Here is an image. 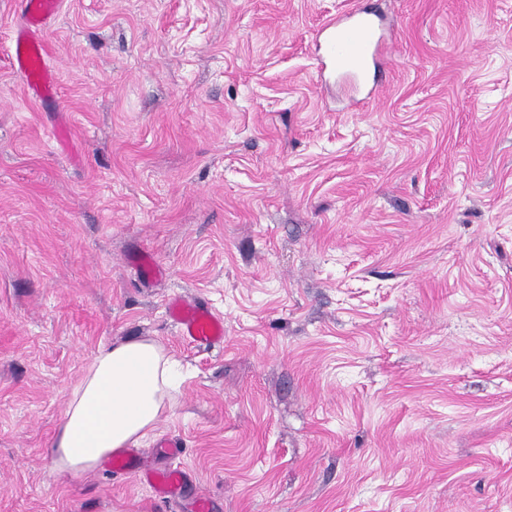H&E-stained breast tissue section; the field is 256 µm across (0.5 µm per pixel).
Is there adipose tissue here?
<instances>
[{"label":"adipose tissue","mask_w":512,"mask_h":512,"mask_svg":"<svg viewBox=\"0 0 512 512\" xmlns=\"http://www.w3.org/2000/svg\"><path fill=\"white\" fill-rule=\"evenodd\" d=\"M179 386L177 362L155 338L98 348L70 389L48 449L52 469L84 474L105 457L145 441L172 412Z\"/></svg>","instance_id":"adipose-tissue-1"}]
</instances>
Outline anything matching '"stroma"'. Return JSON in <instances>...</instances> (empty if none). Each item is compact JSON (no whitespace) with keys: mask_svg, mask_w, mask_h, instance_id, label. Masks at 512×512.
<instances>
[{"mask_svg":"<svg viewBox=\"0 0 512 512\" xmlns=\"http://www.w3.org/2000/svg\"><path fill=\"white\" fill-rule=\"evenodd\" d=\"M360 2L61 0L36 99L0 0V512H512V0H382L351 108L313 38ZM134 336L185 371L137 447L181 440L169 501L47 456ZM168 313L178 326L179 334L190 344L209 347L224 341V321L199 301L172 297Z\"/></svg>","mask_w":512,"mask_h":512,"instance_id":"obj_1","label":"stroma"}]
</instances>
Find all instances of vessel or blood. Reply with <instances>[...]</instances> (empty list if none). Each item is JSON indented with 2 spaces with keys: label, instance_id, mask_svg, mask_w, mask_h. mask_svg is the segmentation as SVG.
<instances>
[{
  "label": "vessel or blood",
  "instance_id": "1",
  "mask_svg": "<svg viewBox=\"0 0 512 512\" xmlns=\"http://www.w3.org/2000/svg\"><path fill=\"white\" fill-rule=\"evenodd\" d=\"M58 10L59 0H26L24 20L12 31V65L24 77L27 90L34 97L50 96L56 91V75L45 62L40 32ZM314 43L330 75L355 89L387 53V39L379 18L357 6L329 17L317 30ZM168 313L180 336L190 344L209 347L223 343V319L201 302L175 296L168 302ZM111 467L116 472L142 473L161 498L176 496L186 481L185 471L177 467L142 472L141 457L135 451L113 458Z\"/></svg>",
  "mask_w": 512,
  "mask_h": 512
}]
</instances>
